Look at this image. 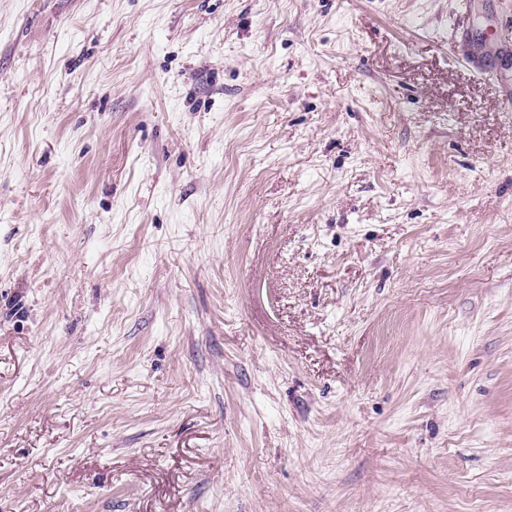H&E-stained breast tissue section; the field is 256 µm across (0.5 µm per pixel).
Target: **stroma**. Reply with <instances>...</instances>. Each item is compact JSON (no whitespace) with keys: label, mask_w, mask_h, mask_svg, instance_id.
Segmentation results:
<instances>
[{"label":"stroma","mask_w":512,"mask_h":512,"mask_svg":"<svg viewBox=\"0 0 512 512\" xmlns=\"http://www.w3.org/2000/svg\"><path fill=\"white\" fill-rule=\"evenodd\" d=\"M512 0H0V512H512ZM508 43L509 41L502 39L500 36H496L493 39L485 37L481 40L472 41L471 53L470 56L467 57L470 67H472L477 73H485L481 67V60L483 57L492 53L507 52Z\"/></svg>","instance_id":"35a3bbf8"}]
</instances>
